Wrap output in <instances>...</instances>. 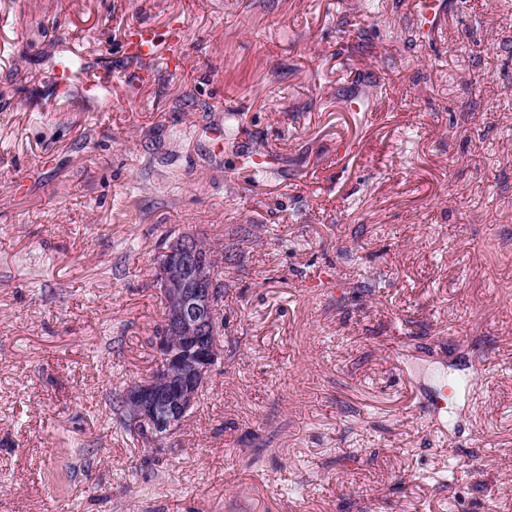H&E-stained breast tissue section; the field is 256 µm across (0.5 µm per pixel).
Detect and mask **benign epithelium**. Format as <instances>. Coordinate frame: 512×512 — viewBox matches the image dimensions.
I'll list each match as a JSON object with an SVG mask.
<instances>
[{
    "label": "benign epithelium",
    "mask_w": 512,
    "mask_h": 512,
    "mask_svg": "<svg viewBox=\"0 0 512 512\" xmlns=\"http://www.w3.org/2000/svg\"><path fill=\"white\" fill-rule=\"evenodd\" d=\"M155 282L164 309L162 331L155 341L161 362L151 376L133 382L123 394L127 421L147 443L180 430L223 357L216 291L193 236L166 242Z\"/></svg>",
    "instance_id": "obj_1"
}]
</instances>
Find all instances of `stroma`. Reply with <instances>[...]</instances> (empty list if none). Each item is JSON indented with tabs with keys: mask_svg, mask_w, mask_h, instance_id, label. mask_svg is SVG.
Listing matches in <instances>:
<instances>
[{
	"mask_svg": "<svg viewBox=\"0 0 512 512\" xmlns=\"http://www.w3.org/2000/svg\"><path fill=\"white\" fill-rule=\"evenodd\" d=\"M401 2L0 0V512H512V0ZM142 21L184 40L129 87ZM183 233L224 356L149 444ZM404 3L418 38L426 26L436 31L442 28L448 14L449 4L446 0H406Z\"/></svg>",
	"mask_w": 512,
	"mask_h": 512,
	"instance_id": "35a3bbf8",
	"label": "stroma"
}]
</instances>
